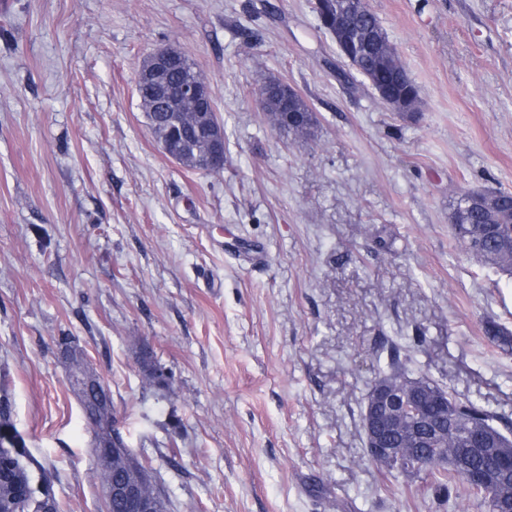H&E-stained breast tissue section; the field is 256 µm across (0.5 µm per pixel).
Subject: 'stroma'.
Instances as JSON below:
<instances>
[{"mask_svg":"<svg viewBox=\"0 0 512 512\" xmlns=\"http://www.w3.org/2000/svg\"><path fill=\"white\" fill-rule=\"evenodd\" d=\"M416 83L390 111L313 0H8L0 9V390L60 512H105L59 340L111 391L169 512H484L366 457L379 349L512 421V277L456 244L461 192H512V0H368ZM181 46L224 168L168 158L135 81ZM269 79L315 112L274 129ZM149 353L169 387L145 378ZM370 86L377 98L392 111L406 115L419 112L420 98L416 91L405 96L393 95L384 84L372 78H370ZM275 83L278 84V89L275 90V93H277V98L279 99L278 108H273L271 104L273 91L269 88L261 86L257 95L260 110L266 114H268V112L273 109L278 112L279 115H283L284 113L290 114L288 111V99L292 95L299 93L294 87L283 81Z\"/></svg>","mask_w":512,"mask_h":512,"instance_id":"obj_1","label":"stroma"}]
</instances>
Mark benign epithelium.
Segmentation results:
<instances>
[{
    "instance_id": "benign-epithelium-1",
    "label": "benign epithelium",
    "mask_w": 512,
    "mask_h": 512,
    "mask_svg": "<svg viewBox=\"0 0 512 512\" xmlns=\"http://www.w3.org/2000/svg\"><path fill=\"white\" fill-rule=\"evenodd\" d=\"M314 10L321 26L329 32L336 42L340 55L349 66L356 69V48L370 41L380 46V68L394 70L402 66V61L394 45L389 40H380L373 30L351 34L347 27V17L351 14H362L369 10L368 0H314ZM187 53L178 45L171 44L157 48L147 54L137 74L136 87L152 85L165 95L175 96L181 106V113L192 115L196 123L192 128L209 134L211 149L201 160V167L206 171L224 169V129L216 120L213 104V93L207 80L195 71L181 82L172 80V74L179 65L187 63ZM370 86L377 98L392 111L400 114H412L419 111L420 98L412 91L405 96L391 94L384 84L376 79L370 80ZM297 90L287 83L278 82V89L271 90L260 87L258 104L260 110L268 113L276 110L282 115L288 112V99ZM416 400L404 390H381L376 392L373 403L366 407L365 428L369 436L366 451L373 459L394 457L396 449L385 448L379 438L381 432L398 427L400 422H408L416 428L420 424V414L415 407ZM92 432L91 453L95 458L112 454V448L124 447V440L116 427L112 416L85 415ZM21 438L16 433L13 422L0 423V481L7 478V469L17 453L21 452ZM476 448H463L457 464L467 477L474 481L482 479L477 473L470 471L472 454ZM128 506L136 512H149L151 504L146 501L137 489L127 486L121 490Z\"/></svg>"
}]
</instances>
